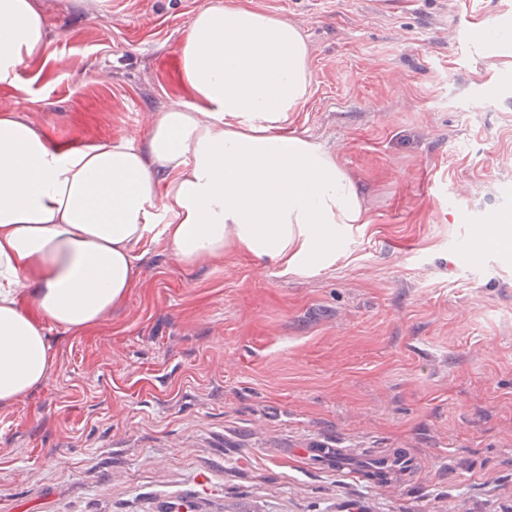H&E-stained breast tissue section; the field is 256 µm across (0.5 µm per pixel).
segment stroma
Wrapping results in <instances>:
<instances>
[{"mask_svg":"<svg viewBox=\"0 0 512 512\" xmlns=\"http://www.w3.org/2000/svg\"><path fill=\"white\" fill-rule=\"evenodd\" d=\"M48 50L0 85L61 144L146 145L192 96L179 45L203 0H36ZM296 24L311 94L297 135L365 190L331 266L138 244L98 323L45 329L47 379L0 404V512H512V0H252ZM487 52L459 37L468 5ZM404 448L384 490L293 448Z\"/></svg>","mask_w":512,"mask_h":512,"instance_id":"stroma-1","label":"stroma"}]
</instances>
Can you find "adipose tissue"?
<instances>
[{
  "label": "adipose tissue",
  "instance_id": "1",
  "mask_svg": "<svg viewBox=\"0 0 512 512\" xmlns=\"http://www.w3.org/2000/svg\"><path fill=\"white\" fill-rule=\"evenodd\" d=\"M46 51L36 0H0V83ZM179 53L193 100L152 113L146 149H67L0 114V403L46 380L45 323L78 330L125 297L153 229L186 266L233 248L313 273L335 262L342 225L368 223L335 155L288 129L311 90L295 24L206 0Z\"/></svg>",
  "mask_w": 512,
  "mask_h": 512
}]
</instances>
